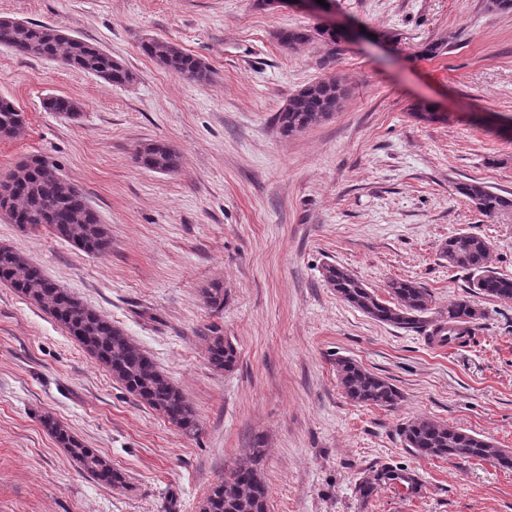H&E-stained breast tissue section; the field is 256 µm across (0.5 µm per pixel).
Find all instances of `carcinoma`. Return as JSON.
Here are the masks:
<instances>
[{"mask_svg": "<svg viewBox=\"0 0 512 512\" xmlns=\"http://www.w3.org/2000/svg\"><path fill=\"white\" fill-rule=\"evenodd\" d=\"M58 32L59 29L51 26L1 20L0 47L24 57L58 61L70 69L94 74L111 85L121 86L133 81L132 72L97 45L75 38L62 39ZM279 39L287 48L321 40L334 51L339 35L316 28H289L281 31ZM142 50L178 77L197 83H206L211 78V69L204 61L174 43L152 39L142 45ZM346 95L345 88L334 77L305 85L288 99L276 116L281 135L293 136L328 118L341 108ZM48 108L71 121L80 116L78 107L68 98L55 97L49 101ZM24 129L22 113L11 101L1 98L0 138H17ZM136 162L151 171L171 173L178 170L181 155L167 142L151 141L138 147ZM5 179L11 183V195L7 202L0 203V209L11 223L22 229L47 226L56 237L89 255L102 257L112 251L107 226L101 223L83 191L64 179L55 166L38 157L31 158L8 171ZM455 190L487 217L512 212V197L501 195L482 182L458 183ZM441 253L448 266L469 274L470 291L512 301V277L488 269L490 242L486 238L459 232L448 237ZM323 277L343 301L367 317L402 329H415L426 323L432 327L429 337L443 343L471 335L477 320L482 318V312L465 296L448 307V324L438 319H424V315L431 312L433 298L428 289L415 281H389L386 285L389 299L385 300L343 266H326ZM0 282L8 284L51 316L137 400L185 434H196V412L183 392L109 317L86 306L22 254L2 245ZM207 354L209 364L217 371H229L237 363L235 346L222 336L209 337ZM336 373L347 397L355 403L394 408L402 400V394L389 379L353 359H336ZM42 422L80 469L100 485L112 488L124 483L122 473L96 449L87 447L49 415L44 416ZM400 436L403 447L421 458L477 459L512 470L511 450L428 417L407 422ZM264 455V449H252L248 462L235 467L231 478H224L210 488L200 512H268L269 489L262 476ZM394 486L402 488L408 496L422 491V483L415 472L385 464L372 470L369 478L356 485V497L365 504L378 490Z\"/></svg>", "mask_w": 512, "mask_h": 512, "instance_id": "1", "label": "carcinoma"}]
</instances>
